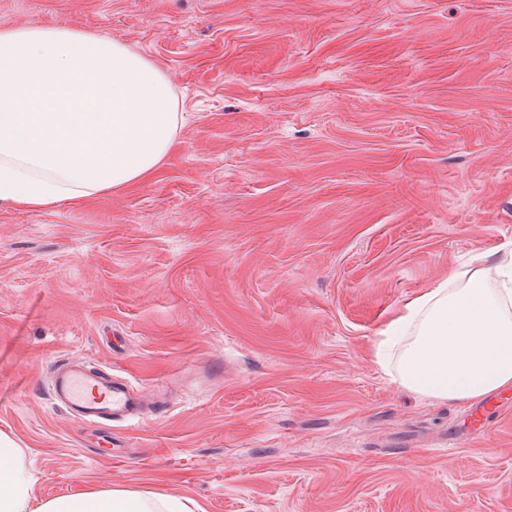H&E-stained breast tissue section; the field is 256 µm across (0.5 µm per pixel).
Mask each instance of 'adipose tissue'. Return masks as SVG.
I'll use <instances>...</instances> for the list:
<instances>
[{"mask_svg":"<svg viewBox=\"0 0 512 512\" xmlns=\"http://www.w3.org/2000/svg\"><path fill=\"white\" fill-rule=\"evenodd\" d=\"M183 113L170 80L122 43L55 25L0 28V202L47 210L152 176ZM407 299L383 328L375 363L398 386L477 404L512 391V259L483 255ZM23 449L0 437V512H191L122 488L38 501Z\"/></svg>","mask_w":512,"mask_h":512,"instance_id":"adipose-tissue-1","label":"adipose tissue"}]
</instances>
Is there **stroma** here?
<instances>
[{"mask_svg": "<svg viewBox=\"0 0 512 512\" xmlns=\"http://www.w3.org/2000/svg\"><path fill=\"white\" fill-rule=\"evenodd\" d=\"M34 23L132 48L184 113L146 180L0 204V433L34 497L512 512V392L441 403L373 359L404 301L512 251V0H0ZM71 356L163 412L73 420Z\"/></svg>", "mask_w": 512, "mask_h": 512, "instance_id": "stroma-1", "label": "stroma"}]
</instances>
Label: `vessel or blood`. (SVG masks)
<instances>
[{
    "label": "vessel or blood",
    "instance_id": "obj_1",
    "mask_svg": "<svg viewBox=\"0 0 512 512\" xmlns=\"http://www.w3.org/2000/svg\"><path fill=\"white\" fill-rule=\"evenodd\" d=\"M53 369L51 397L77 421L103 423L146 414L134 387L106 371L88 369L75 358L56 361Z\"/></svg>",
    "mask_w": 512,
    "mask_h": 512
}]
</instances>
